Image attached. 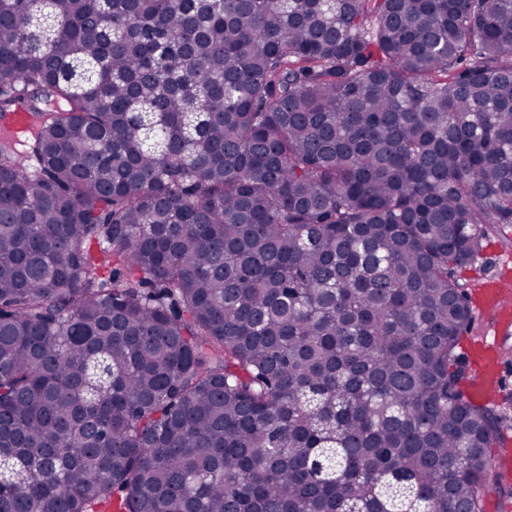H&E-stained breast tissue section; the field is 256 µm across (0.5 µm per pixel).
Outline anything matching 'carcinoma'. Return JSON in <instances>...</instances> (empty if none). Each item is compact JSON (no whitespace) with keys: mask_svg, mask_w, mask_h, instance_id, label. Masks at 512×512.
I'll return each mask as SVG.
<instances>
[{"mask_svg":"<svg viewBox=\"0 0 512 512\" xmlns=\"http://www.w3.org/2000/svg\"><path fill=\"white\" fill-rule=\"evenodd\" d=\"M0 512H486L459 271L512 224V0H0Z\"/></svg>","mask_w":512,"mask_h":512,"instance_id":"cac0c4a2","label":"carcinoma"}]
</instances>
